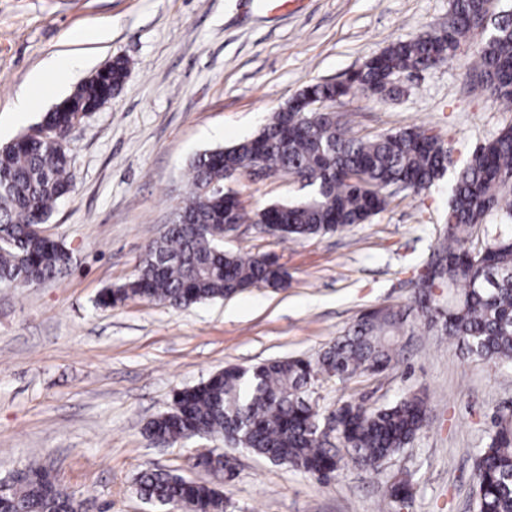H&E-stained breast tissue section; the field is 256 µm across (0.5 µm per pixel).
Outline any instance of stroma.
Wrapping results in <instances>:
<instances>
[{
	"instance_id": "1",
	"label": "stroma",
	"mask_w": 512,
	"mask_h": 512,
	"mask_svg": "<svg viewBox=\"0 0 512 512\" xmlns=\"http://www.w3.org/2000/svg\"><path fill=\"white\" fill-rule=\"evenodd\" d=\"M451 0H0V144L29 132L98 68L128 61L119 91L73 127L70 195L44 226L71 259L55 279L0 287V478L28 463L51 467L85 512H160L137 495L148 468L211 481L193 469L198 450L222 452L210 437L152 442L147 423L175 391L229 365L310 357L370 309L404 312L396 364L347 382L323 378L312 400L321 414L342 403L382 407L405 392L428 402V425L378 471L346 467L331 478L238 453L223 484L237 512H381L385 484L401 471L413 482L407 512H475L473 472L493 417L512 407V368L468 355L422 313L415 280L446 224L448 188L474 147L512 125V105L493 102L470 75L467 35L448 63L398 77L399 95L352 92L335 110L350 133L372 138L408 125L449 147L448 171L430 190L392 196L369 223L310 238L284 239L242 224L224 251L274 255L283 288L259 286L175 310L145 299L98 305L100 293L135 273L184 190L192 157L256 134L305 84L335 82L396 40L448 20ZM101 26L103 42L80 40ZM75 54L87 65L49 76L38 108L10 107L30 74ZM248 213L305 194L290 175L233 181Z\"/></svg>"
}]
</instances>
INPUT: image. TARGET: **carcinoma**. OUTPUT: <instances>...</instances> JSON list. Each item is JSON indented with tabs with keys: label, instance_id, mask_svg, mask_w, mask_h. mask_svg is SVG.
Here are the masks:
<instances>
[{
	"label": "carcinoma",
	"instance_id": "carcinoma-1",
	"mask_svg": "<svg viewBox=\"0 0 512 512\" xmlns=\"http://www.w3.org/2000/svg\"><path fill=\"white\" fill-rule=\"evenodd\" d=\"M483 0H452L440 30L398 40L338 83L312 82L294 100L339 101L354 90L373 96L399 92L393 76L453 59L466 35L481 27ZM479 71L495 102L512 103V13L499 16L494 31L475 46ZM127 61L79 84L58 107L44 113L48 135H20L0 145V284L24 288L55 277L69 264L58 241L39 235L56 203L70 194L69 149L63 146L77 117L94 111L101 98L122 86ZM287 103L260 132L232 146L205 150L190 161L177 206L180 222L170 223L148 241L135 275L107 288L99 303L116 307L148 299L185 309L231 297L260 285L285 286V272L269 254H232L221 248L215 230L225 220L244 224L250 217L234 200L204 194L205 185H224L228 174L266 168L307 181V195L291 205L261 209L275 235L309 238L363 224L390 203L386 190L398 186L419 194L448 169V147L435 134L409 126L374 139L348 135L326 112H305ZM442 241L429 260L430 288L448 290L420 301L421 309L444 319V334L467 352L495 366H512V126L478 144L458 171L448 195ZM494 216L497 224L486 223ZM402 314L386 306L362 313L354 325L314 358H284L250 368L228 366L197 385L174 393L170 408L147 427L173 441L221 437L235 448L327 478L352 464L364 471L399 454L426 426V402L407 393L369 411L344 403L331 411L336 437H321V418L311 401L321 378L347 382L378 374L396 359ZM477 512H512V412L492 421L480 449ZM138 492L145 502L189 512H226L231 507L213 483L167 470L141 472ZM386 496L412 498L406 475L388 481ZM0 512H81L80 498L52 482L45 468L31 465L19 485L0 495Z\"/></svg>",
	"mask_w": 512,
	"mask_h": 512
}]
</instances>
